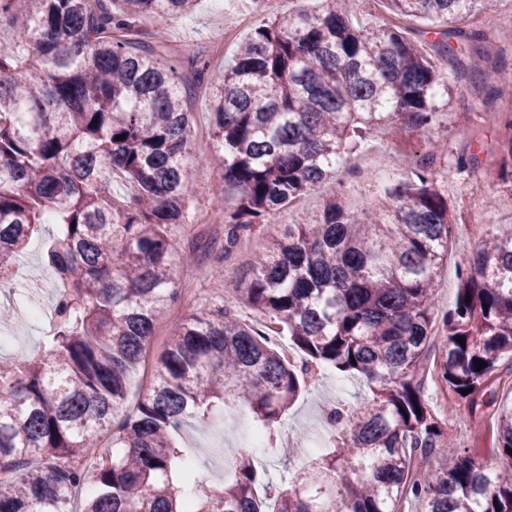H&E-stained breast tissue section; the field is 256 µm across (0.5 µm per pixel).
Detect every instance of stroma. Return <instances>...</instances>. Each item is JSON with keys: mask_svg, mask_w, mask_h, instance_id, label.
<instances>
[{"mask_svg": "<svg viewBox=\"0 0 512 512\" xmlns=\"http://www.w3.org/2000/svg\"><path fill=\"white\" fill-rule=\"evenodd\" d=\"M323 0H282L278 8H268L263 0H197L194 10L173 21L168 27V37L183 49L206 48L214 75H221L225 65L232 60L238 44L244 41L256 27L272 20L274 15L297 11L312 12L321 8ZM243 17L244 22L234 31L217 35L212 28L216 14ZM512 105V99H498L496 106L479 105L471 87L458 83L453 92L451 110L453 128L437 127L428 133L401 132L380 133L353 153L348 165L353 173L347 184L352 200L361 207L375 203L384 188L395 184L409 169L413 156L436 151L448 165H455L458 157L478 154L485 168L484 174L474 177L452 176L448 180V199L457 217L455 233L448 245V265L442 272L436 288V301L440 307H448L456 297V267L480 246L481 236L487 227L500 231L512 230V187L498 176L497 158L491 149L503 131L497 118L500 108ZM466 128L468 137H460L459 128ZM213 151L208 97H198L194 106L193 152L197 163L193 169L201 194L199 209L209 207V188L220 182V169L210 160ZM478 186L495 201V212L488 224H466L463 217L468 206L471 187ZM325 190H317L299 198L295 208L277 212L272 223L259 225L235 251L222 261L205 255L201 247L210 238L221 233L217 224H192L172 228L173 238L180 245L183 262L176 272L179 281L190 283L182 303L170 313L171 320H178L189 313L211 306L221 300L235 309L239 315H251L255 321H263L261 313H249L247 307L236 300L235 289L246 278L256 254L265 247L268 239L283 230L285 225L296 223L304 216H314L321 211ZM55 232L54 225H42L34 234L18 265L22 281L36 278L42 289L41 315L17 317L10 320L12 334L6 345L0 347V356L9 358L19 351L37 353L49 326L51 310L57 286L42 263L47 241ZM368 393L365 381L350 375L340 376L338 371L325 370L322 378L308 387L288 412L275 447H252L245 436V426L251 423L248 412L236 406H228L224 420L207 426L196 423L184 425L176 434L177 444L188 452L190 466L207 478L210 485L221 486L241 452H249L255 464L266 470L271 482H278L287 466L314 460L318 449L301 447L302 438L316 434V423L323 408L336 402L342 408H350ZM423 396L439 419L448 425V434L460 447L490 451L493 446L494 414L486 412L482 421L465 411L446 414L441 407L443 393L431 376L423 378Z\"/></svg>", "mask_w": 512, "mask_h": 512, "instance_id": "stroma-1", "label": "stroma"}]
</instances>
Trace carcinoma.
<instances>
[{
    "instance_id": "obj_1",
    "label": "carcinoma",
    "mask_w": 512,
    "mask_h": 512,
    "mask_svg": "<svg viewBox=\"0 0 512 512\" xmlns=\"http://www.w3.org/2000/svg\"><path fill=\"white\" fill-rule=\"evenodd\" d=\"M325 2L255 28L216 80L205 50L185 53L141 27L184 16L195 0H0V28L13 34L0 48V278L50 221L59 230L44 264L64 288L41 354L0 358V512H269L249 456L212 489L190 474L174 433L232 403L273 439L325 367L365 378L373 398L329 411L339 441L283 473L275 512H405L413 500L422 512H512V465L453 444L419 380L431 358L457 405L476 417L496 407L494 447L512 459V398L496 401L491 387L512 355V232H484L442 309L434 288L457 224L448 168L418 157L368 210L341 179L370 135L448 123L439 98L454 82L423 49L457 63L454 76L485 106L512 85V69L487 32L455 26L475 0H382L395 18L431 20L413 36L394 22L354 23L356 0ZM201 90L222 171L212 196H236L219 207L224 238L204 252L227 256L278 210L335 182L321 213L275 236L235 288L306 360L290 364L215 302L172 327L130 411L131 374L183 293L170 228L193 223L191 105ZM505 128L495 154L512 184V115ZM116 178L129 189L121 201ZM434 454L433 472L416 470Z\"/></svg>"
}]
</instances>
